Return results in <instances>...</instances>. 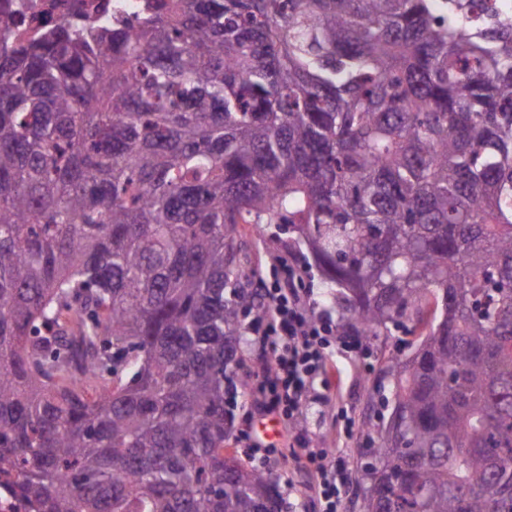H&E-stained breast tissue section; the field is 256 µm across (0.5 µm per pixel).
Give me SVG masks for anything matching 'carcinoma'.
<instances>
[{"mask_svg": "<svg viewBox=\"0 0 512 512\" xmlns=\"http://www.w3.org/2000/svg\"><path fill=\"white\" fill-rule=\"evenodd\" d=\"M471 8L145 0L0 53V472L34 512H282L224 458L239 224L419 333L365 512H512V10Z\"/></svg>", "mask_w": 512, "mask_h": 512, "instance_id": "1", "label": "carcinoma"}]
</instances>
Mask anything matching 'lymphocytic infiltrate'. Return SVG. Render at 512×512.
Wrapping results in <instances>:
<instances>
[{
  "label": "lymphocytic infiltrate",
  "mask_w": 512,
  "mask_h": 512,
  "mask_svg": "<svg viewBox=\"0 0 512 512\" xmlns=\"http://www.w3.org/2000/svg\"><path fill=\"white\" fill-rule=\"evenodd\" d=\"M257 307L258 318L248 328L271 362L263 372L260 409L278 417L290 432L306 416L316 385L327 381L332 316L289 264L274 268ZM308 458L318 463L322 512H339L342 492L351 480L344 459L323 450L309 452Z\"/></svg>",
  "instance_id": "f902f5d3"
}]
</instances>
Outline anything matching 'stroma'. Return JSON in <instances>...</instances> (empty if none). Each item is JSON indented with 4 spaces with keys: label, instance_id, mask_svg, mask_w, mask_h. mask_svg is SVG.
<instances>
[{
    "label": "stroma",
    "instance_id": "35a3bbf8",
    "mask_svg": "<svg viewBox=\"0 0 512 512\" xmlns=\"http://www.w3.org/2000/svg\"><path fill=\"white\" fill-rule=\"evenodd\" d=\"M237 248L256 272L251 280L252 287H261L278 258L293 256L303 266V275L311 284L316 301L326 302L325 290L311 256L287 225L267 224L259 233L252 225H239ZM418 341V336L409 335L405 328L391 326L380 335L364 339L362 351L356 358L343 355L334 345L328 349L331 402L313 404L307 420L299 425L298 433L300 437L310 438L312 446L337 450L346 456L351 484L343 499V512H363L366 487L363 475L367 464L378 461L375 429L379 423V407L374 388L380 379L382 363L391 358L406 360ZM349 421L354 422L355 427L346 437L341 429ZM267 470L279 480L285 512H319L315 478L304 465L301 447L277 445L270 455Z\"/></svg>",
    "mask_w": 512,
    "mask_h": 512
}]
</instances>
